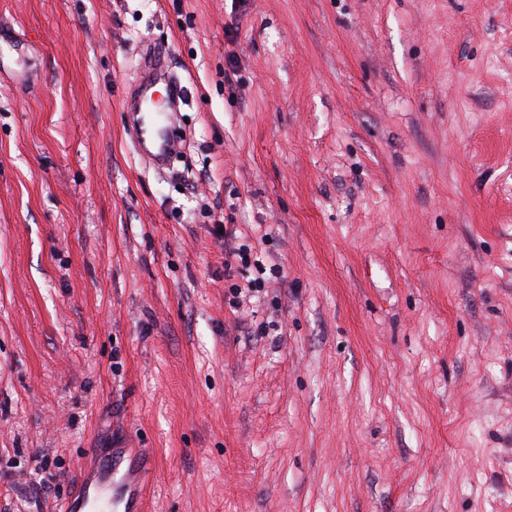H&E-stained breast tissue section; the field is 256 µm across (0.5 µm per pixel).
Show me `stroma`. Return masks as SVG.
I'll use <instances>...</instances> for the list:
<instances>
[{
    "instance_id": "1",
    "label": "stroma",
    "mask_w": 512,
    "mask_h": 512,
    "mask_svg": "<svg viewBox=\"0 0 512 512\" xmlns=\"http://www.w3.org/2000/svg\"><path fill=\"white\" fill-rule=\"evenodd\" d=\"M123 442L144 512H512V0H0V512ZM165 72L159 70L156 66L141 71L139 78L135 84L134 90L130 96L128 105L131 106L136 98L142 99V102H152L154 91L153 82H155L161 76H164ZM160 130L159 123L150 118L145 120L143 126L133 128L132 133L133 138L139 143H149L154 147L156 152L152 154L151 159L155 162L173 149V144L162 138Z\"/></svg>"
}]
</instances>
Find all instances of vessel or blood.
<instances>
[{
    "mask_svg": "<svg viewBox=\"0 0 512 512\" xmlns=\"http://www.w3.org/2000/svg\"><path fill=\"white\" fill-rule=\"evenodd\" d=\"M161 76L155 67L142 70L133 97L151 102L154 83ZM133 137L153 146L156 161L172 148L171 142L162 138L159 123L152 119L134 129ZM149 473L138 449H112L92 472L81 474L74 493L60 503L58 512H143L144 482Z\"/></svg>",
    "mask_w": 512,
    "mask_h": 512,
    "instance_id": "1",
    "label": "vessel or blood"
}]
</instances>
